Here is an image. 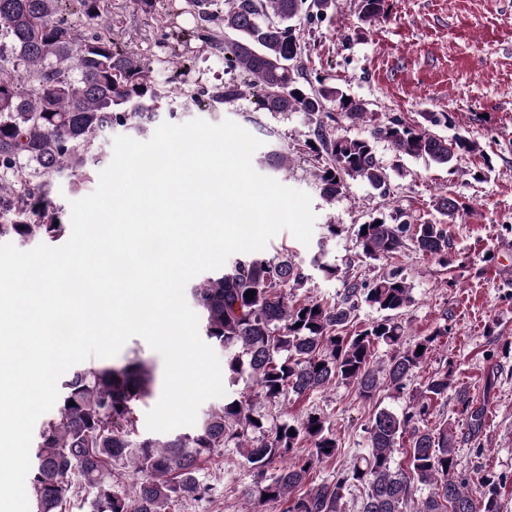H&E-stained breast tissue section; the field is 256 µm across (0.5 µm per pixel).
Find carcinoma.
<instances>
[{
  "label": "carcinoma",
  "mask_w": 512,
  "mask_h": 512,
  "mask_svg": "<svg viewBox=\"0 0 512 512\" xmlns=\"http://www.w3.org/2000/svg\"><path fill=\"white\" fill-rule=\"evenodd\" d=\"M69 2L0 0V32L10 37L13 57L12 68L0 64V239L65 237L69 225L49 199L51 180L66 174L88 181L106 157L102 133L120 126L144 135L174 99L155 88L149 66L109 34L86 35L67 24ZM76 2L92 27L109 12V0ZM184 2L194 17L221 20L224 38L203 35L202 48L224 54V73L243 79L200 89L197 105L235 101L248 87L266 112L314 117L306 147L326 201L342 195L349 179L387 194L388 176L375 152L380 140L398 157L450 168L479 151L464 135L448 139L431 131L447 124L444 113L425 115L423 124L394 117L375 125L369 102L348 99L341 88L311 78L302 32L327 17L335 0H224L222 14L213 10L218 0ZM386 17V0H359L361 22ZM333 108L354 124H372L369 136L334 135ZM466 209L458 199L439 195L436 211L442 221L399 208L371 217L354 230L359 254L379 261L410 246L446 265L451 244L443 224ZM307 281L284 248L273 257L242 255L187 290L201 313L204 336L224 351V384L231 388L246 379L255 386L249 397H224V405L205 413L189 432L163 439L139 434L138 407L154 397L157 379L138 357L120 366L92 364L63 374L57 401L34 442L27 492L35 512H72L77 502L89 504V512H177L183 500L210 495L205 464L232 444L246 449L252 483L245 495L252 512H264L270 502L285 504L283 512H344L342 500L350 490L361 495L360 512H503L501 478L464 462L453 427L423 426L432 401L451 392L466 416L467 442L474 454L480 452L483 410L446 370L431 376L401 412L376 408L364 428L366 451L333 478L308 485L314 467L337 460L340 452L329 421L317 411L300 420L271 421L255 409V401L302 397L336 384L355 387L364 401L386 388L401 394L437 337L448 335V325L412 343L403 339L398 314L413 297L397 271L347 281L331 301L290 299V292ZM249 290L254 295L247 297ZM361 304L385 316L353 336L343 335ZM381 345L390 355L379 366L374 354ZM406 434L409 448L402 463L395 453ZM305 443L311 451L303 456L298 448ZM127 470L140 478L124 483ZM423 486L432 491L415 499Z\"/></svg>",
  "instance_id": "1"
}]
</instances>
